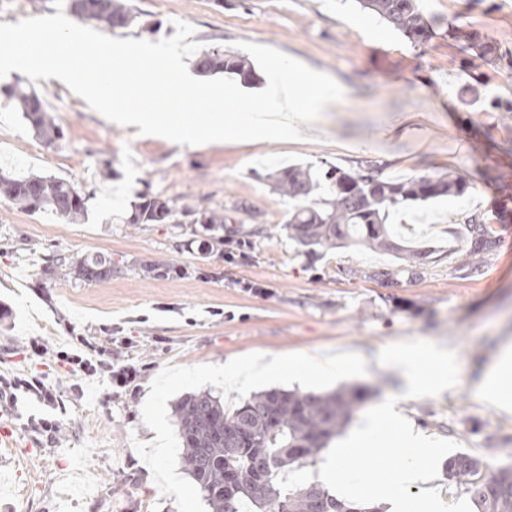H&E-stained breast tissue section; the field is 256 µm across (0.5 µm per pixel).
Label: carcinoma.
I'll list each match as a JSON object with an SVG mask.
<instances>
[{
	"label": "carcinoma",
	"instance_id": "carcinoma-1",
	"mask_svg": "<svg viewBox=\"0 0 512 512\" xmlns=\"http://www.w3.org/2000/svg\"><path fill=\"white\" fill-rule=\"evenodd\" d=\"M394 29L414 42H424L432 32L433 20L420 0H358ZM79 17L112 19V27L130 26L135 15L124 0H68ZM448 38L474 56L494 63L512 57L498 53L480 35L461 27L448 29ZM204 73L224 72L244 79L252 69L243 56L219 50L204 53L198 60ZM12 108L22 113L34 134L52 144L63 132L45 110L34 90L5 86L0 90ZM274 188L293 201L288 211V237L308 252L364 246L392 251L409 264L418 252L394 242L386 226L390 210L413 201L443 196H462L469 188L466 176L418 177L403 181L385 180L371 169L345 171L340 168L315 169L311 165H290L269 175ZM0 195L31 211H49L68 220L85 213L86 196L74 184L52 176L17 175L0 169ZM206 224L210 231L224 229V214L198 211L144 193L132 206L127 224H174L183 217ZM469 235L468 266L473 268L496 244L492 225L480 214L465 219ZM64 276L80 281L112 277V258L101 254L55 260ZM369 396L366 387H346L324 394L269 390L258 393L227 409L209 393L194 394L176 406L178 434L183 445L182 464L197 483L210 512H309L310 495L324 503L327 512H380L376 506L357 507L336 499L324 488L289 483V473L315 462L330 439L352 419ZM304 448L297 455L294 449ZM234 468L241 490L233 499L224 498V471ZM485 463L466 453H458L446 463L448 480L462 484L480 512H512V465L497 469L498 477L486 497L476 489L488 476Z\"/></svg>",
	"mask_w": 512,
	"mask_h": 512
}]
</instances>
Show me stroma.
<instances>
[{"instance_id":"obj_1","label":"stroma","mask_w":512,"mask_h":512,"mask_svg":"<svg viewBox=\"0 0 512 512\" xmlns=\"http://www.w3.org/2000/svg\"><path fill=\"white\" fill-rule=\"evenodd\" d=\"M433 38L411 42L358 0H130L128 28L89 26L119 39L172 37L175 21L194 28L200 51L266 46L331 75L342 99L302 141L219 142L176 147L115 124L61 82L37 86L63 131L47 145L21 113L0 105V166L75 183L91 200L79 222L27 211L0 196V378L38 375L57 401L0 393V424L15 447H0V496L12 512H207L180 463L175 406L203 391L238 404L278 388L325 393L368 387L366 407L399 396V409L424 435L447 439L490 468L512 464V413L481 397L476 383L500 348L512 343V220L496 212L512 187V72L459 50L449 26L479 32L512 50V0H423ZM305 163L385 179L470 176L461 197L392 211L405 245L422 250L413 265L359 247L306 254L284 223L292 203L271 187L276 168ZM189 201L224 215L226 240H240L246 262L227 248L202 255V225L125 224L143 192ZM487 216L496 246L479 270L463 266L464 220ZM105 254L111 278L92 283L47 275L48 260ZM166 262L174 275L151 278L144 264ZM262 284L260 292L239 280ZM85 337L119 364L149 365L127 390L107 373L71 376L58 351ZM41 338L47 351L28 358ZM407 339L454 351L456 386L434 397H403L401 370L378 364L382 348ZM355 352V376L278 380L229 390L212 368L288 353ZM43 418L62 425L55 439Z\"/></svg>"}]
</instances>
